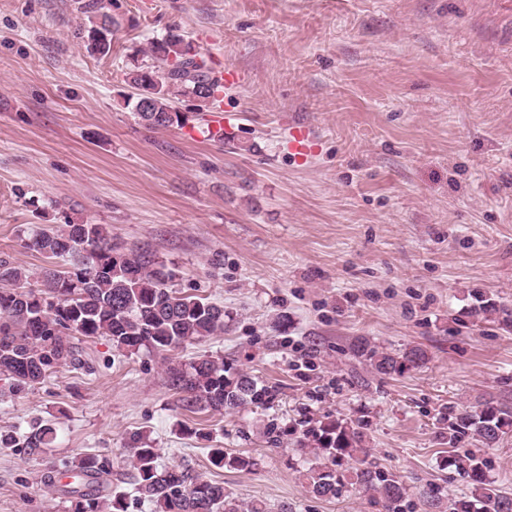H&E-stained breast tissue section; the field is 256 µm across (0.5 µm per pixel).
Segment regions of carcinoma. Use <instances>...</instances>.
<instances>
[{
	"mask_svg": "<svg viewBox=\"0 0 512 512\" xmlns=\"http://www.w3.org/2000/svg\"><path fill=\"white\" fill-rule=\"evenodd\" d=\"M87 50L106 55L111 50L110 17L101 0H92ZM183 35L171 32L156 41L150 52L153 64H135L130 82L151 101L152 111L134 112L147 130L167 129L183 121L172 114L171 90L183 96L213 97L208 72L190 53ZM26 247L63 264L43 273L44 288L31 286L30 274L6 254L0 255V380L7 394L19 397L58 369L81 365L77 336H107L113 346L134 354L142 349L166 355L181 346L224 333V307L177 288L172 272L136 246L112 240L105 224H60L29 239ZM372 373L394 377L423 365L427 352L419 346L402 353L380 351L365 340L353 349ZM168 385L189 412L227 411L243 405H264L274 397L272 387L224 362L204 356L187 364L166 366ZM512 437V407L491 399L448 411V456L472 486L470 495L451 501L450 512H512V498L498 493L486 475L487 463L476 453ZM57 438L46 423L16 437L0 432V447L23 449L34 459H45ZM359 426L341 418L318 420L303 431L299 445H309L318 463L306 474L310 492L336 497L346 485L355 486L382 504L384 512H410L414 504L397 477L377 470L365 459ZM474 449L459 451L461 445ZM129 477L139 498L151 512H271L264 502L245 504L224 488V483L203 477L188 466L164 467L158 449L133 440L124 449ZM356 466L346 467L349 461ZM218 469H247L253 462L222 448L209 451ZM76 481L62 486L68 512H127L124 497L112 492V460L87 454L76 465Z\"/></svg>",
	"mask_w": 512,
	"mask_h": 512,
	"instance_id": "cac0c4a2",
	"label": "carcinoma"
}]
</instances>
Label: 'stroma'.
I'll use <instances>...</instances> for the list:
<instances>
[{"label":"stroma","mask_w":512,"mask_h":512,"mask_svg":"<svg viewBox=\"0 0 512 512\" xmlns=\"http://www.w3.org/2000/svg\"><path fill=\"white\" fill-rule=\"evenodd\" d=\"M86 2L0 0V254L36 286L51 261L29 238L105 224L222 305L226 327L166 357L80 339L81 366L0 399V431L55 421V465L111 458L128 512H150L122 454L135 438L272 512H382L351 486L308 491L301 422L326 415L362 424L411 497L469 495L443 464L448 409L512 404V0H103L104 57L80 37ZM172 30L238 78L215 100L174 96L185 123L149 132L127 73ZM361 338L428 359L382 379L354 357ZM205 355L274 400L182 410L166 363ZM271 419L288 431L276 444ZM215 447L254 465L213 468ZM43 468L0 448V512H68Z\"/></svg>","instance_id":"obj_1"}]
</instances>
